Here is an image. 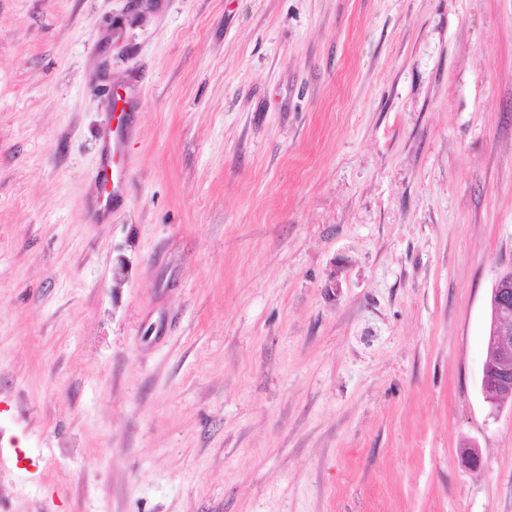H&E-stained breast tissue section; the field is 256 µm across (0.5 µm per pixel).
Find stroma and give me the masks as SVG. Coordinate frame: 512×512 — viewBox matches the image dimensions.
Returning a JSON list of instances; mask_svg holds the SVG:
<instances>
[{
	"label": "stroma",
	"mask_w": 512,
	"mask_h": 512,
	"mask_svg": "<svg viewBox=\"0 0 512 512\" xmlns=\"http://www.w3.org/2000/svg\"><path fill=\"white\" fill-rule=\"evenodd\" d=\"M511 267L512 0H0V512H512ZM119 103H122L119 107ZM125 97L117 90L112 93V133L111 154L107 164H104L97 173V182L101 187L100 210L103 213L111 211L113 201L120 196L128 178V170L124 159V145L129 134V125L126 122ZM122 112L115 117L116 111ZM485 343L489 356L482 368L481 389L487 402L500 406L512 400V268L501 273L491 288Z\"/></svg>",
	"instance_id": "1"
}]
</instances>
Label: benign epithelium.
<instances>
[{
	"label": "benign epithelium",
	"mask_w": 512,
	"mask_h": 512,
	"mask_svg": "<svg viewBox=\"0 0 512 512\" xmlns=\"http://www.w3.org/2000/svg\"><path fill=\"white\" fill-rule=\"evenodd\" d=\"M485 343L488 359L481 389L487 402L499 406L512 400V268L501 273L491 288Z\"/></svg>",
	"instance_id": "obj_1"
}]
</instances>
